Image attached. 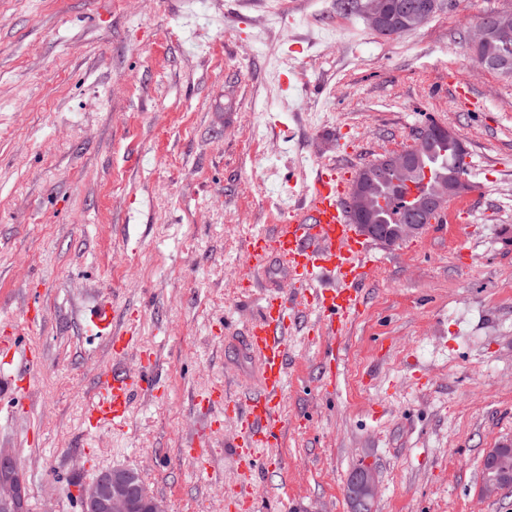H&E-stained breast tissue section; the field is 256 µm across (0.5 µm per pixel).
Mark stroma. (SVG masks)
Returning <instances> with one entry per match:
<instances>
[{"mask_svg": "<svg viewBox=\"0 0 512 512\" xmlns=\"http://www.w3.org/2000/svg\"><path fill=\"white\" fill-rule=\"evenodd\" d=\"M501 11L512 0H443L386 37L336 0H0V324L42 354L25 405L0 394V448L29 512H81L78 487L110 468L138 472L169 512H243L236 424L199 433L195 404L218 385L259 390L247 239L318 167L358 173L432 122L473 158L470 209L445 234L380 245L335 391L299 318L267 450L280 465L253 485L267 512H351L366 464L373 512H512V490L479 493L485 453L512 442V77L467 48ZM104 301L116 324L139 322L122 368L152 351L160 390L90 434L113 361L85 313ZM197 433L200 460L185 448ZM377 481L375 473L368 466L355 470L347 485V496L352 504L353 512H365L375 501Z\"/></svg>", "mask_w": 512, "mask_h": 512, "instance_id": "1", "label": "stroma"}]
</instances>
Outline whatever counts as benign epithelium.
I'll return each mask as SVG.
<instances>
[{
  "label": "benign epithelium",
  "instance_id": "obj_1",
  "mask_svg": "<svg viewBox=\"0 0 512 512\" xmlns=\"http://www.w3.org/2000/svg\"><path fill=\"white\" fill-rule=\"evenodd\" d=\"M440 6V0H425L408 11V28H419L433 16ZM362 11L371 28L382 36H394L397 31L391 25L384 0H364ZM512 18L510 12H497L483 17L470 31V49L479 50L488 40L494 38L502 43L512 41V27L503 20ZM444 131L448 140L457 150L466 153L465 145L457 132L442 124L421 129L405 148L388 153L368 165V168L391 167L405 169L411 152L421 150L427 133ZM425 200L433 210L441 209L448 200L469 189L465 179L448 183L443 189L435 183L423 182ZM484 462L489 465L480 493L492 497L506 489H512V444H500L488 451ZM377 481L375 473L368 466L355 470L347 485V496L352 512H367L375 501ZM82 512H168L164 500L153 496L140 481V477L124 469H108L100 472L90 483L78 489ZM0 512H27L26 497L19 474V465L14 454L0 448Z\"/></svg>",
  "mask_w": 512,
  "mask_h": 512
}]
</instances>
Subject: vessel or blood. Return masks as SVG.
Returning <instances> with one entry per match:
<instances>
[{"instance_id":"vessel-or-blood-1","label":"vessel or blood","mask_w":512,"mask_h":512,"mask_svg":"<svg viewBox=\"0 0 512 512\" xmlns=\"http://www.w3.org/2000/svg\"><path fill=\"white\" fill-rule=\"evenodd\" d=\"M348 192V175L334 167L318 168L305 194L287 216L249 239L248 254L255 275L243 282L244 294H251L258 287L256 275L271 255L287 264L291 281L289 290L265 292L261 313L246 331L247 352L261 370L259 392L241 401L224 388L213 391L217 403L231 410L239 423L231 446L249 469H264L274 463L273 457L261 455L260 450L280 441L292 322L302 311L314 313L310 327L323 336L326 364L332 370L337 365L336 335L361 312V288L378 246L348 213ZM86 323L89 335L105 339L114 362L100 381L86 423L95 428L105 422H125L136 392L159 389L153 358L144 354L145 365L135 374L118 369V362L136 344L137 327L132 323L115 326L111 305L99 304L90 309Z\"/></svg>"}]
</instances>
